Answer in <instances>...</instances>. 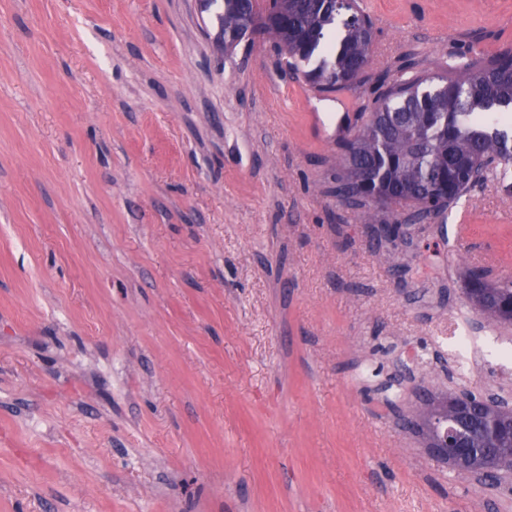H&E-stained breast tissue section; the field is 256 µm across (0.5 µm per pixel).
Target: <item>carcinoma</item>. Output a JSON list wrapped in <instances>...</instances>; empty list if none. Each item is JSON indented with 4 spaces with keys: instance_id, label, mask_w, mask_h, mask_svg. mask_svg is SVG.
<instances>
[{
    "instance_id": "cac0c4a2",
    "label": "carcinoma",
    "mask_w": 512,
    "mask_h": 512,
    "mask_svg": "<svg viewBox=\"0 0 512 512\" xmlns=\"http://www.w3.org/2000/svg\"><path fill=\"white\" fill-rule=\"evenodd\" d=\"M251 0H224V48L232 52L246 37ZM253 34L268 35L288 64L313 58L303 72L322 90L336 91L359 79L373 58L374 21L358 0H271L255 19ZM382 91L369 120L346 143L336 191L356 205L404 207L426 219L446 213L474 185L475 170L493 164L492 177L512 188V48L486 56H457L441 72L424 70L408 79L378 75ZM478 269L465 277L475 307L500 324L512 323V282L490 279ZM490 413L478 429L448 407L438 413L475 448L512 470V409L486 398Z\"/></svg>"
}]
</instances>
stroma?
Listing matches in <instances>:
<instances>
[{"instance_id": "obj_1", "label": "stroma", "mask_w": 512, "mask_h": 512, "mask_svg": "<svg viewBox=\"0 0 512 512\" xmlns=\"http://www.w3.org/2000/svg\"><path fill=\"white\" fill-rule=\"evenodd\" d=\"M221 11L0 0V512H512V474L457 473L427 427L452 392L512 404V370L435 344L453 315L512 345L464 292L512 281V192L393 241L336 195L377 71L512 45V0H371L337 97L269 40L226 52Z\"/></svg>"}]
</instances>
